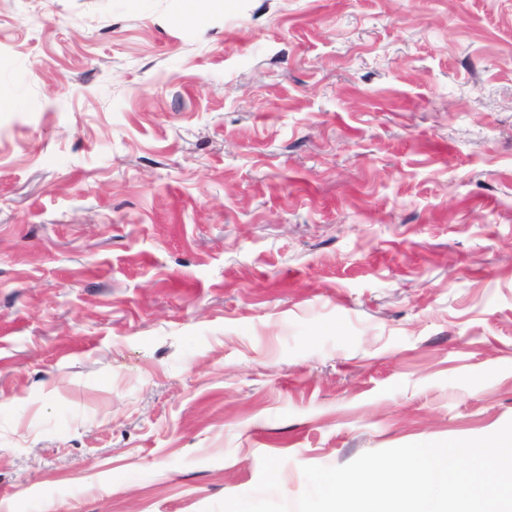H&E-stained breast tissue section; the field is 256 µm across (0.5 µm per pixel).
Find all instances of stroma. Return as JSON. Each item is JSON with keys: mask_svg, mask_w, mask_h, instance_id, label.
Returning a JSON list of instances; mask_svg holds the SVG:
<instances>
[{"mask_svg": "<svg viewBox=\"0 0 512 512\" xmlns=\"http://www.w3.org/2000/svg\"><path fill=\"white\" fill-rule=\"evenodd\" d=\"M0 91V512L512 420V0H0Z\"/></svg>", "mask_w": 512, "mask_h": 512, "instance_id": "obj_1", "label": "stroma"}]
</instances>
